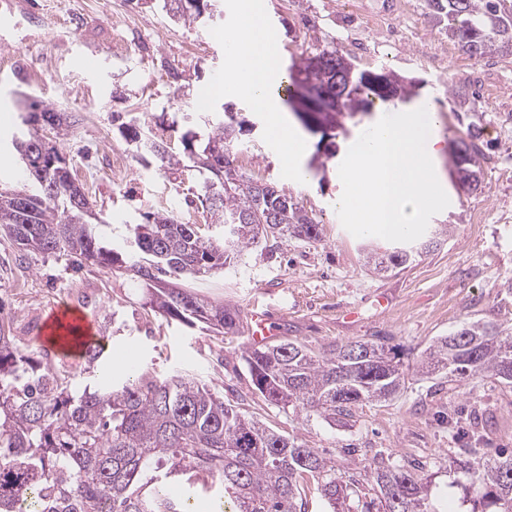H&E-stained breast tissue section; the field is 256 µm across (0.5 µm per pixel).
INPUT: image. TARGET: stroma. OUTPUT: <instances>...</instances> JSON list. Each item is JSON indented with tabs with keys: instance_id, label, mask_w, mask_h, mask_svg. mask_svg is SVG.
I'll return each mask as SVG.
<instances>
[{
	"instance_id": "obj_1",
	"label": "stroma",
	"mask_w": 512,
	"mask_h": 512,
	"mask_svg": "<svg viewBox=\"0 0 512 512\" xmlns=\"http://www.w3.org/2000/svg\"><path fill=\"white\" fill-rule=\"evenodd\" d=\"M265 0L263 22L276 38L282 66L302 51L332 43L353 52L354 42L339 25L343 15L373 18L370 56L359 67L384 65L422 80L421 97L389 104L392 112L426 106L434 112L432 137L439 152L433 164L450 199L434 215L444 224L436 249L405 270L379 275L364 266L360 238L341 224L336 201L343 192L338 167L370 117L337 136L335 157L318 151V136L303 134L300 163L307 183L294 182L281 161L282 148L264 113L244 97L233 99L244 119L242 140L251 147L247 175L271 182L319 222L320 240L289 239L266 250L245 252L224 273L186 280V287L242 311H269L278 336L317 347L351 341H389L408 349L405 386L393 398L354 408L347 422L306 419L266 405L255 394L241 358L246 334L225 336L167 322L132 272L77 271L66 257L20 258L13 242L0 234V301L14 316L13 333L32 356L43 350L40 332L54 310L67 305L105 327L104 354L94 370L82 357L59 354L56 364L77 373L78 387L98 388L123 379L131 370L193 372L233 403H241L261 422L318 448L336 464L337 475L359 478L375 453L385 463L411 466L432 481L429 512H454L459 502L450 483L452 460L460 449H477L491 458L512 454V384L486 376L449 381L446 374L424 375L423 351L438 337L469 321L512 328V57H491L492 68L469 58L449 40L443 18L429 13L424 0ZM214 17L192 25L171 19L163 0H0V157L10 161L0 187L21 185V169L10 159L18 128V101L35 95L73 113L77 122L57 141L77 183L102 218L97 232L105 245L122 247L128 225L140 214L174 199L181 220L207 223L200 204L202 177L188 171L169 179L144 166L133 143L120 132L119 117L132 115L152 135L181 151L180 135L190 126L195 100L222 78L227 62L217 31L237 24L234 0H211ZM408 25L409 39L395 41L392 27ZM100 62L96 72L88 59ZM38 72L39 83L28 80ZM483 96L480 111H460L449 85ZM475 124L486 156L481 183L470 193L452 183L448 144ZM127 158L112 166L113 154ZM487 221L471 223L476 211ZM479 417V428L469 420Z\"/></svg>"
}]
</instances>
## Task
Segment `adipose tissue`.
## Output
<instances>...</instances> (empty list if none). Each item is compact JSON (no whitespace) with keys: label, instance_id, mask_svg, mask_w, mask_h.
<instances>
[{"label":"adipose tissue","instance_id":"1","mask_svg":"<svg viewBox=\"0 0 512 512\" xmlns=\"http://www.w3.org/2000/svg\"><path fill=\"white\" fill-rule=\"evenodd\" d=\"M236 6L242 23L220 33L227 57L224 83L231 95L249 98L257 109L266 113L283 144L284 160L292 176L297 182H307L309 175L298 164L303 144L270 92L272 80L280 69L271 39L259 27L262 6L259 0H236Z\"/></svg>","mask_w":512,"mask_h":512}]
</instances>
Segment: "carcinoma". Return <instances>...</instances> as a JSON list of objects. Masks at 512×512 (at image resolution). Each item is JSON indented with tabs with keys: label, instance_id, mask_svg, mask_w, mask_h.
<instances>
[{
	"label": "carcinoma",
	"instance_id": "obj_1",
	"mask_svg": "<svg viewBox=\"0 0 512 512\" xmlns=\"http://www.w3.org/2000/svg\"><path fill=\"white\" fill-rule=\"evenodd\" d=\"M447 20L448 39L470 58L512 55V6L506 0H428ZM294 67L312 86L333 91L339 101L336 126L344 128L386 101L408 102L419 84L383 65L360 68L339 46L301 54ZM23 123L50 118L55 138L68 135L75 118L40 98L27 105ZM137 154L173 174L192 168L205 175L201 204L220 237L167 209L149 210L129 225L121 254L106 247L94 230L101 217L85 207L69 163L48 142L29 131L14 142L24 164L26 211L16 191L0 190V233L24 254H63L80 267L111 270L117 264L153 288L158 312L188 328L224 335L243 329L240 308L179 288L175 281L222 272L248 250L271 239L317 240L318 222L261 179L235 165L242 123L233 106L216 113L204 129L187 130L176 153L132 124ZM469 124L451 145L455 181L470 190L481 182L483 153ZM435 247L363 248L378 273L401 271ZM16 337L0 326V512H190V497L177 490L213 493L229 500L232 512H307L308 481L330 512H351L346 502L359 483L336 476V466L318 449L275 430L194 374L143 369L110 389L79 392L75 375L44 354L25 355ZM512 331L481 322L461 325L433 341L421 361L425 374L494 378L512 370ZM403 350L384 342L330 343L312 348L281 340L244 351L255 392L264 403L293 408L325 420L352 416V407L380 401L405 384ZM463 448L452 461L469 512H512V455L473 458ZM364 481L379 492L381 512H430L424 507L428 480L404 466H375Z\"/></svg>",
	"mask_w": 512,
	"mask_h": 512
}]
</instances>
